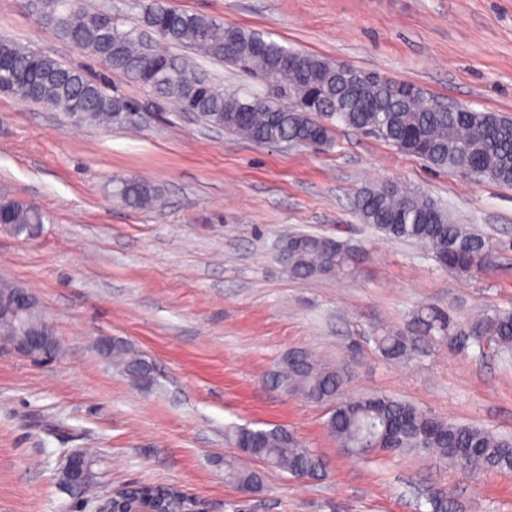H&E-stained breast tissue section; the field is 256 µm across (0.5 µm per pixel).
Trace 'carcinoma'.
<instances>
[{"instance_id": "cac0c4a2", "label": "carcinoma", "mask_w": 512, "mask_h": 512, "mask_svg": "<svg viewBox=\"0 0 512 512\" xmlns=\"http://www.w3.org/2000/svg\"><path fill=\"white\" fill-rule=\"evenodd\" d=\"M41 20L77 49L103 62L110 72L128 78L152 94L191 112L206 125L244 136L256 144L303 141L326 147L333 140V121L373 134L400 151L425 160L436 170H455L477 180L512 186V119L495 112L439 108L424 101L409 83L366 72L282 45L263 34L203 14L179 11L153 0L138 15V24L122 28L105 21L84 0H43ZM185 46L207 60L258 75L273 84L271 96L226 92L202 68L177 55L162 53L147 35ZM59 110L75 112L88 125L129 127L137 105L107 92L105 85L82 69L42 52L0 39V91ZM114 196L134 209L156 206L161 190L153 183L128 178L117 182ZM355 210L364 224L393 239L423 244L441 266L458 273L481 267L486 241L455 223L431 199L396 184L363 188ZM48 221L38 207L16 200L0 201V224L16 234L37 235ZM279 260L297 279L351 274L357 253L344 242L292 233L279 243ZM438 339L466 349L487 341L512 352V312L488 310L466 326L436 307L418 311L410 331L379 329L372 336L388 360L409 358L424 339ZM112 365L133 377L151 366L142 354L122 342L112 343ZM271 384L292 395L333 405L326 426L348 453L366 458L396 448L433 452L451 464L477 466L485 474L512 477V436L467 424L445 422L415 406L382 394L343 399L344 375L305 351H293L272 373ZM230 441L240 452L270 469L294 477L315 478L326 469L323 457L303 446L288 429L237 427ZM224 479L244 493L263 486V472L224 457ZM154 499L167 512H200L202 504L174 486L139 484L112 508L128 512L139 498ZM430 512H460L453 491L440 490L427 499Z\"/></svg>"}]
</instances>
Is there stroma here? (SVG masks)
I'll return each instance as SVG.
<instances>
[{
	"label": "stroma",
	"mask_w": 512,
	"mask_h": 512,
	"mask_svg": "<svg viewBox=\"0 0 512 512\" xmlns=\"http://www.w3.org/2000/svg\"><path fill=\"white\" fill-rule=\"evenodd\" d=\"M33 0H0V36L84 69L134 102L137 128L84 126L0 91V198L51 218L25 239L0 231V280L38 298L64 347L34 361L0 344V512H94L129 483L177 486L209 512H426L452 489L463 512H512V478L466 477L430 454L348 455L326 406L274 388L288 353L343 369L347 398L386 394L433 417L512 433V363L492 346L439 341L385 359L372 341L436 306L469 322L512 310V187L437 171L374 135L337 125L331 147L258 145L204 125L109 73L40 20ZM278 43L420 88L429 102L512 117V0H166ZM149 180L158 206L132 209L115 181ZM392 182L447 207L488 245L456 274L418 244L359 220L366 186ZM290 233L358 249L349 276L293 278L276 246ZM124 341L154 365L143 386L99 353ZM285 427L322 456L316 479L269 473L263 490L224 478L228 432ZM89 449L104 473L82 501L54 477Z\"/></svg>",
	"instance_id": "stroma-1"
}]
</instances>
